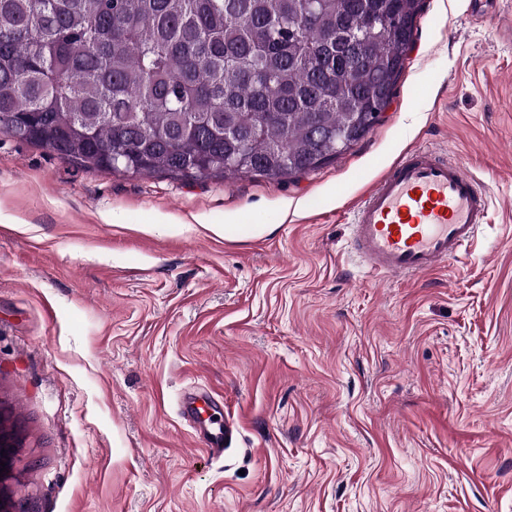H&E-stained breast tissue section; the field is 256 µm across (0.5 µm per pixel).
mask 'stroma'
<instances>
[{
	"label": "stroma",
	"mask_w": 512,
	"mask_h": 512,
	"mask_svg": "<svg viewBox=\"0 0 512 512\" xmlns=\"http://www.w3.org/2000/svg\"><path fill=\"white\" fill-rule=\"evenodd\" d=\"M380 121L305 174L75 167L0 132V403L37 512H512V0H423ZM491 198L434 273L367 277L411 149ZM233 233H225V225ZM232 437L198 445L185 394Z\"/></svg>",
	"instance_id": "obj_1"
}]
</instances>
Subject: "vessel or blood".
I'll return each instance as SVG.
<instances>
[{
  "label": "vessel or blood",
  "mask_w": 512,
  "mask_h": 512,
  "mask_svg": "<svg viewBox=\"0 0 512 512\" xmlns=\"http://www.w3.org/2000/svg\"><path fill=\"white\" fill-rule=\"evenodd\" d=\"M489 205L488 194L461 164L417 149L396 162L358 205L353 249L368 274H425L474 243ZM196 434L209 453L223 455L229 430L208 424Z\"/></svg>",
  "instance_id": "obj_1"
}]
</instances>
